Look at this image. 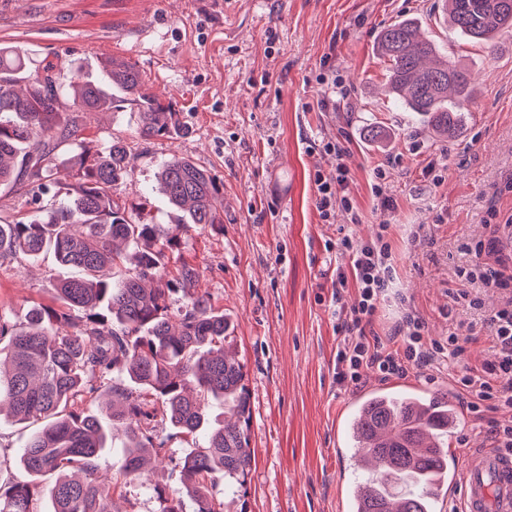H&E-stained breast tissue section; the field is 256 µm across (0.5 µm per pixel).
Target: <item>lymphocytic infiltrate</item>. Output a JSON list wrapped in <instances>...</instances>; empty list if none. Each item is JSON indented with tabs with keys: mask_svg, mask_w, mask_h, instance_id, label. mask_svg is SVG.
Returning <instances> with one entry per match:
<instances>
[{
	"mask_svg": "<svg viewBox=\"0 0 512 512\" xmlns=\"http://www.w3.org/2000/svg\"><path fill=\"white\" fill-rule=\"evenodd\" d=\"M322 149L335 154L338 163L335 172L327 174L318 169L313 174L316 209L322 219L340 213L351 223H358L349 188L350 172L342 161L345 149L337 142L324 143ZM337 248L349 257L347 266L337 268L333 282L338 314L337 385L360 386L370 370L383 380L405 376L412 369L447 372L473 426L485 431L490 447L511 455L512 273L506 270L501 250L491 242L465 245L470 261L456 271L464 287L454 301L463 308L481 311L493 348L491 360L470 365L460 361L464 352L461 339L473 326L462 320L453 325L442 344L425 338V321L413 310L403 313L387 337L378 336L373 324L395 273L387 230H380L366 242L343 236ZM481 288L499 290L496 306L485 307L477 294Z\"/></svg>",
	"mask_w": 512,
	"mask_h": 512,
	"instance_id": "obj_1",
	"label": "lymphocytic infiltrate"
}]
</instances>
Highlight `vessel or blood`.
<instances>
[{"instance_id":"vessel-or-blood-1","label":"vessel or blood","mask_w":512,"mask_h":512,"mask_svg":"<svg viewBox=\"0 0 512 512\" xmlns=\"http://www.w3.org/2000/svg\"><path fill=\"white\" fill-rule=\"evenodd\" d=\"M451 455L439 500H460L464 512H512V457L491 448H456Z\"/></svg>"}]
</instances>
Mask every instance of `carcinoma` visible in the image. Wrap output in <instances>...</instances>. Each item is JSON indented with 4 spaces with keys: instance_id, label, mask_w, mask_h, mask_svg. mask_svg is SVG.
Wrapping results in <instances>:
<instances>
[{
    "instance_id": "cac0c4a2",
    "label": "carcinoma",
    "mask_w": 512,
    "mask_h": 512,
    "mask_svg": "<svg viewBox=\"0 0 512 512\" xmlns=\"http://www.w3.org/2000/svg\"><path fill=\"white\" fill-rule=\"evenodd\" d=\"M443 4L453 28L474 43L512 34V0ZM377 52L396 100L426 116L437 134L452 135L454 114L470 100L468 68L436 59V46L411 19L382 29ZM103 75V82L78 70L64 78L48 63L32 76L19 55L0 51V185L25 188L37 206L25 220L0 217V259L51 250L60 265L77 270L54 288L59 306L35 305L22 324L0 313V341L8 343L0 351V413L40 424L21 462L34 477L57 475L51 512H114L112 481L96 463L107 431L85 408L90 398L124 432L122 469L130 475L162 449L158 425L204 433L202 450L181 463L180 488L156 486L154 493L159 512H182L184 495L197 512H224L213 494L216 478L238 488L251 467L250 398L244 367L225 348L229 323L207 292L195 290L199 269L184 264L169 276L181 235L146 219L141 205L114 198L127 174V146L95 148L68 111L87 116L134 104L144 139L176 131L179 113L146 91L135 65L110 58ZM66 146L73 182L58 187L60 202L44 209L42 196ZM158 179L168 205L183 213L180 225L213 230L224 223L213 206L223 185L207 170L174 157ZM208 401L221 403L230 418L211 419ZM453 412L448 394L404 387L371 392L356 405L347 424L358 471L350 488L356 512H434L431 490L448 465ZM39 495L33 481L0 488V512H39Z\"/></svg>"
}]
</instances>
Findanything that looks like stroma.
I'll return each mask as SVG.
<instances>
[{"mask_svg":"<svg viewBox=\"0 0 512 512\" xmlns=\"http://www.w3.org/2000/svg\"><path fill=\"white\" fill-rule=\"evenodd\" d=\"M406 17L472 72L473 101L453 138L433 137L424 116L388 95L375 37ZM0 47L32 73L50 62L94 76L102 59L131 62L149 92L179 112V132L148 141L131 105L91 116L81 133L101 148L128 144L130 172L115 195L144 203L154 223L177 221L156 190L162 162L191 159L223 184L222 229L187 226L169 264L201 271V289L230 324L250 395L245 489L233 494L219 481L214 491L226 512H348L355 466L345 420L381 383L372 373L357 388L336 384L332 279L348 258L325 244L346 234L367 240L390 225L395 275L375 330L387 333L412 308L427 338L441 342L457 318L475 325L464 361L489 358L478 313L453 295L455 270L467 260L462 245L488 240L491 211L512 213V37L490 50L471 43L445 24L440 0H6ZM328 67L346 96L324 95L318 77ZM373 129L385 138L372 140ZM327 141L346 149L359 223L322 220L315 207L314 171L336 167L320 149ZM431 164L440 183L424 173ZM380 168L394 200L387 209L370 189ZM64 274L50 252L0 260V311L24 322L33 304H51ZM32 431L0 421L1 483L29 480L17 459ZM159 437L165 446L149 456L143 479L123 473L126 438L110 431L97 466L114 484L116 512H157L154 485L178 488L179 461L203 442L167 429Z\"/></svg>","mask_w":512,"mask_h":512,"instance_id":"1","label":"stroma"}]
</instances>
